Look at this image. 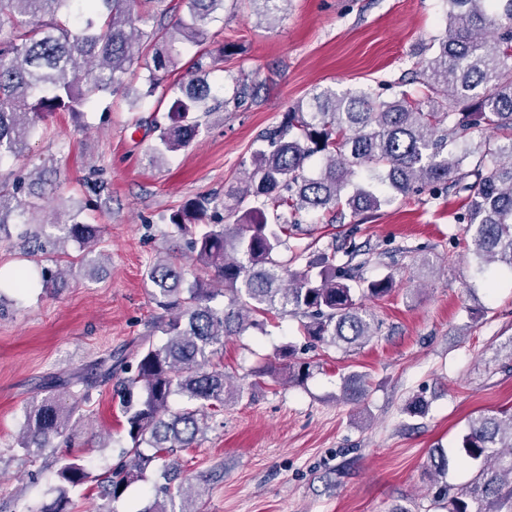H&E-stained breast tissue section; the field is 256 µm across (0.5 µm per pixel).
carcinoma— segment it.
Returning a JSON list of instances; mask_svg holds the SVG:
<instances>
[{
    "label": "carcinoma",
    "mask_w": 512,
    "mask_h": 512,
    "mask_svg": "<svg viewBox=\"0 0 512 512\" xmlns=\"http://www.w3.org/2000/svg\"><path fill=\"white\" fill-rule=\"evenodd\" d=\"M164 2L0 0V25H9L0 39V168L7 167L0 172V236L10 237L15 226L30 254L55 265L41 268L43 288L60 287L64 267L71 265L67 243L92 248L102 241V230L86 223L78 208L66 222L54 224L56 235L32 230L42 225L39 201L49 198L47 176L57 168L45 163L30 180L7 163L37 132V119L53 112L79 117L99 93L119 92L136 41L150 55L144 93L149 97L173 72L185 46L205 44L209 26L224 19L225 0H182L186 17L173 27L150 32L135 27V4L164 14ZM230 49L222 43L197 55L180 84L171 124L151 120L158 131L152 158L186 148L199 135L195 113L209 112L207 100L221 91L209 75ZM429 49L413 88L390 101L366 90L341 95L328 90L312 94L306 106L289 108L266 137L268 148L251 154L244 186L227 193L229 202L200 198L175 211L170 224L187 238L189 259L210 268L211 278L186 285L181 266L169 259L154 262L147 279L161 310L156 325L161 343L147 336L89 371L42 384L46 395L25 408L18 452L41 457L54 438L70 434L82 421L93 391L113 380L129 462L97 484L103 499L116 501L122 496L118 489L149 473L174 480L179 468L172 456L193 447L211 412L240 398L241 389L215 363L226 339L263 329L273 314L301 318L304 334L327 347L367 343L375 334L374 319L361 299L390 293L393 276L357 277L362 264L353 260L361 246L354 242L312 253L302 271L290 272L280 255L301 230L294 217L303 211H326L337 220L423 186L466 193V232L478 269L493 264L512 271V0H448L444 32ZM478 126L490 136L474 146L471 134ZM315 156L320 168L311 176L307 167ZM361 168L373 174L383 194L355 182ZM270 205L286 208L291 217L280 214L268 223ZM211 208L227 211L235 222H207ZM339 252L347 260L338 266ZM219 296L224 306L216 308L211 302ZM295 354V346L281 347L279 355L290 362L265 365L256 374L302 384L311 364L294 360ZM343 392L348 402L364 399L365 376L345 377ZM174 395L185 400L178 411L170 408ZM474 461L481 463L476 480L448 499V512H502L512 501V412L470 419L459 447L432 451L430 469L443 477L451 467ZM53 464L56 496L40 512H73L70 490L86 484L90 473L72 453L54 457Z\"/></svg>",
    "instance_id": "obj_1"
}]
</instances>
